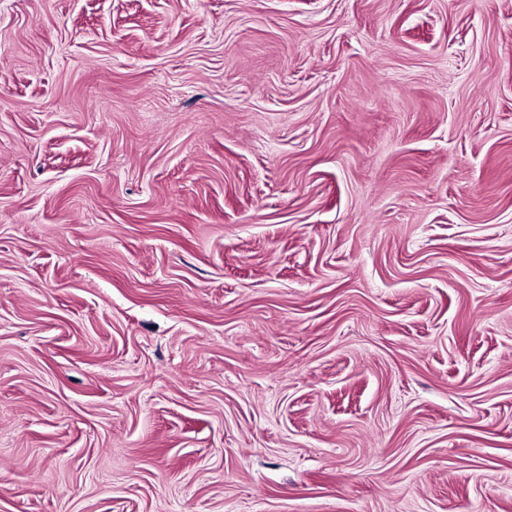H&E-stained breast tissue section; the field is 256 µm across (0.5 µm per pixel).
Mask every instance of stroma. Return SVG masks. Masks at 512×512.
I'll list each match as a JSON object with an SVG mask.
<instances>
[{
	"instance_id": "stroma-1",
	"label": "stroma",
	"mask_w": 512,
	"mask_h": 512,
	"mask_svg": "<svg viewBox=\"0 0 512 512\" xmlns=\"http://www.w3.org/2000/svg\"><path fill=\"white\" fill-rule=\"evenodd\" d=\"M0 512H512V0H0Z\"/></svg>"
}]
</instances>
